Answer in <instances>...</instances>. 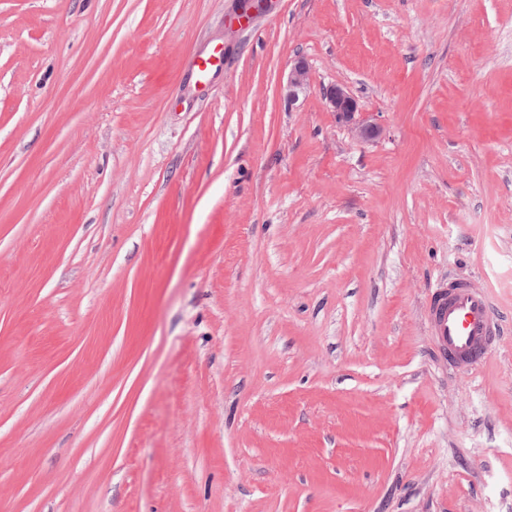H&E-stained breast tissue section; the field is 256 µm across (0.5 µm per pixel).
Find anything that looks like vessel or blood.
Here are the masks:
<instances>
[{
    "instance_id": "b4317fda",
    "label": "vessel or blood",
    "mask_w": 512,
    "mask_h": 512,
    "mask_svg": "<svg viewBox=\"0 0 512 512\" xmlns=\"http://www.w3.org/2000/svg\"><path fill=\"white\" fill-rule=\"evenodd\" d=\"M428 324L449 362L474 366L485 360L495 330L494 311L485 292L461 280L441 285L430 305Z\"/></svg>"
}]
</instances>
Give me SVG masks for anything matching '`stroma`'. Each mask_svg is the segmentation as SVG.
Instances as JSON below:
<instances>
[{"mask_svg": "<svg viewBox=\"0 0 512 512\" xmlns=\"http://www.w3.org/2000/svg\"><path fill=\"white\" fill-rule=\"evenodd\" d=\"M232 4L0 0V512H512V0ZM198 79L202 83H207L210 74L223 66V56L221 52L213 49L205 55H200L195 63ZM311 87V78L307 62L298 58L290 69L286 81V96L288 101H295L299 94L305 93ZM326 107L335 112L340 123L348 127L352 138L357 142L375 140L381 133V127L360 112L355 96L346 87L334 85L323 93ZM428 324L443 358L457 365L481 364L496 329L487 294L461 280H449L439 287Z\"/></svg>", "mask_w": 512, "mask_h": 512, "instance_id": "obj_1", "label": "stroma"}]
</instances>
